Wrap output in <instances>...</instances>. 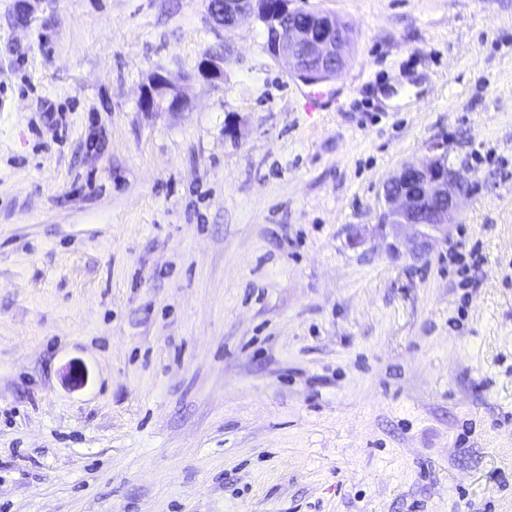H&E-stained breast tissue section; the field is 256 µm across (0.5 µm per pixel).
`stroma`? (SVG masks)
I'll use <instances>...</instances> for the list:
<instances>
[{
  "label": "stroma",
  "mask_w": 512,
  "mask_h": 512,
  "mask_svg": "<svg viewBox=\"0 0 512 512\" xmlns=\"http://www.w3.org/2000/svg\"><path fill=\"white\" fill-rule=\"evenodd\" d=\"M18 3L0 512H512V0H293L351 30L315 86L208 0ZM437 139L470 194L414 254L380 192Z\"/></svg>",
  "instance_id": "stroma-1"
}]
</instances>
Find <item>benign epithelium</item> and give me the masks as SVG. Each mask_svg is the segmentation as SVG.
Instances as JSON below:
<instances>
[{
	"label": "benign epithelium",
	"instance_id": "1",
	"mask_svg": "<svg viewBox=\"0 0 512 512\" xmlns=\"http://www.w3.org/2000/svg\"><path fill=\"white\" fill-rule=\"evenodd\" d=\"M248 17L263 24L270 57L308 85L329 79L347 61L351 37L346 28L326 13L292 7L291 0H281L274 12L264 0H224L223 15H210L215 25L228 29ZM223 63V58L208 55L200 70L218 79L224 75ZM171 89L170 81L155 80L144 96L143 108H159ZM468 185V173L448 165V142L432 141L423 160L402 165L383 185L380 223L427 228L430 233L413 244L424 247L431 234L445 232L458 216Z\"/></svg>",
	"mask_w": 512,
	"mask_h": 512
}]
</instances>
